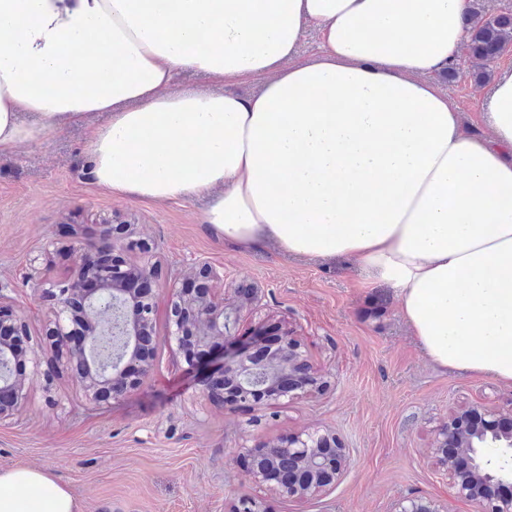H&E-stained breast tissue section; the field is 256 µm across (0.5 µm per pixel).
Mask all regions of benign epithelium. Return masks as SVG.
I'll use <instances>...</instances> for the list:
<instances>
[{
  "mask_svg": "<svg viewBox=\"0 0 512 512\" xmlns=\"http://www.w3.org/2000/svg\"><path fill=\"white\" fill-rule=\"evenodd\" d=\"M66 247L80 255L74 274L64 281H40L36 288L53 300L47 335L73 368L85 392L96 401L116 399L136 386L153 368V360L140 358L145 337L151 335L156 282L153 270L117 257L110 262L84 254L81 245ZM196 288L183 280L171 289L170 339L187 366H214L224 380L225 394L207 390V398L226 407H262L281 399H298L326 386L314 375L301 345L278 326L279 342H266V332L256 329L239 340L234 329L238 304L259 300L258 289L236 292L231 303L210 299L206 282L222 278L209 266L200 270ZM27 346L32 374H39V346L32 342L24 315L3 301L0 294V330ZM16 353L0 338V422L9 418L25 399V381L13 373ZM481 413L473 408L448 421L439 434L434 458L453 475L457 498L481 506V512H512V427L491 423L465 426L461 421ZM244 477L294 498H307L338 481L348 466V455L331 430L292 435L268 446L248 447L238 456ZM394 512H445L436 500L408 498Z\"/></svg>",
  "mask_w": 512,
  "mask_h": 512,
  "instance_id": "1",
  "label": "benign epithelium"
}]
</instances>
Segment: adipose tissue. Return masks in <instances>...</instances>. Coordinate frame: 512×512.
I'll return each instance as SVG.
<instances>
[{"label":"adipose tissue","instance_id":"obj_1","mask_svg":"<svg viewBox=\"0 0 512 512\" xmlns=\"http://www.w3.org/2000/svg\"><path fill=\"white\" fill-rule=\"evenodd\" d=\"M471 21L467 0H0V155L111 113L88 131L98 188L212 191L205 221L237 250L354 258L435 366L512 385V68L487 137L429 79ZM182 71L213 89H174ZM0 512L82 508L16 466Z\"/></svg>","mask_w":512,"mask_h":512}]
</instances>
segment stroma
Returning a JSON list of instances; mask_svg holds the SVG:
<instances>
[{"mask_svg": "<svg viewBox=\"0 0 512 512\" xmlns=\"http://www.w3.org/2000/svg\"><path fill=\"white\" fill-rule=\"evenodd\" d=\"M481 61L461 53L457 75L442 81L464 116L482 111L492 87ZM88 126H70L0 157V294L44 331L49 304L36 279H58L72 255L55 250L62 229L86 249L101 239V220L133 234L111 240L127 260L151 265L158 292L154 367L118 400L85 396L73 371L43 347L52 383L29 381L27 399L0 422V470L26 465L51 472L84 512H232L245 499L270 512H393L398 501L427 497L447 512H477L457 500L448 473L429 458L451 414L481 406L512 415V386L464 377L432 365L420 351L394 291L361 287L351 259H305L273 246L239 252L204 221L210 197L166 203L115 198L93 182ZM149 250H141L139 242ZM223 269L216 297L257 288L258 305L240 310L237 334L287 320L313 371L330 376L320 394L257 412L225 409L204 395L203 371L188 369L169 340L168 290L189 268ZM335 431L349 466L335 485L304 499L272 495L250 483L240 448L304 430Z\"/></svg>", "mask_w": 512, "mask_h": 512, "instance_id": "stroma-1", "label": "stroma"}]
</instances>
